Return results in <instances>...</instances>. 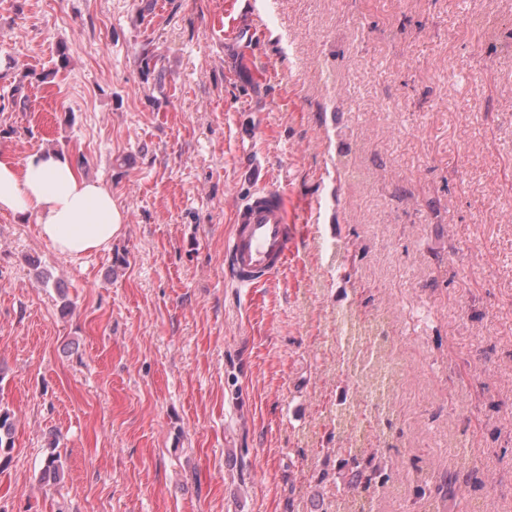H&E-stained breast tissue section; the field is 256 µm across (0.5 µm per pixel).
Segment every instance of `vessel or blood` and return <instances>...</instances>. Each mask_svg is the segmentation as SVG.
Listing matches in <instances>:
<instances>
[{"mask_svg": "<svg viewBox=\"0 0 512 512\" xmlns=\"http://www.w3.org/2000/svg\"><path fill=\"white\" fill-rule=\"evenodd\" d=\"M294 233L282 194L262 185L239 200L233 233L224 248V263L235 287L254 288L268 282L286 265Z\"/></svg>", "mask_w": 512, "mask_h": 512, "instance_id": "obj_1", "label": "vessel or blood"}]
</instances>
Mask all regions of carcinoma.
I'll use <instances>...</instances> for the list:
<instances>
[{
    "mask_svg": "<svg viewBox=\"0 0 512 512\" xmlns=\"http://www.w3.org/2000/svg\"><path fill=\"white\" fill-rule=\"evenodd\" d=\"M13 414L0 409V456L13 448L12 440ZM336 457V471L333 484L336 493L341 496L367 490L376 483L390 479V472L383 461V455L366 448H327L325 458ZM61 475L59 457L50 455L45 459L41 477L44 480H57Z\"/></svg>",
    "mask_w": 512,
    "mask_h": 512,
    "instance_id": "carcinoma-1",
    "label": "carcinoma"
}]
</instances>
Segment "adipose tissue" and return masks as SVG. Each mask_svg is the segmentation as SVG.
I'll use <instances>...</instances> for the list:
<instances>
[{
    "mask_svg": "<svg viewBox=\"0 0 512 512\" xmlns=\"http://www.w3.org/2000/svg\"><path fill=\"white\" fill-rule=\"evenodd\" d=\"M0 212L35 216L41 237L70 257L108 249L125 222L111 188L55 151L21 164L0 153Z\"/></svg>",
    "mask_w": 512,
    "mask_h": 512,
    "instance_id": "1",
    "label": "adipose tissue"
}]
</instances>
